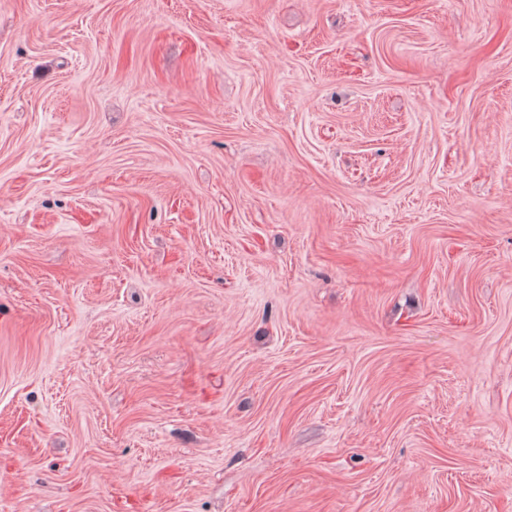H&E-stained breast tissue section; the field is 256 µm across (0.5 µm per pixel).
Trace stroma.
Instances as JSON below:
<instances>
[{"label":"stroma","mask_w":512,"mask_h":512,"mask_svg":"<svg viewBox=\"0 0 512 512\" xmlns=\"http://www.w3.org/2000/svg\"><path fill=\"white\" fill-rule=\"evenodd\" d=\"M0 512H512V0H0Z\"/></svg>","instance_id":"1"}]
</instances>
